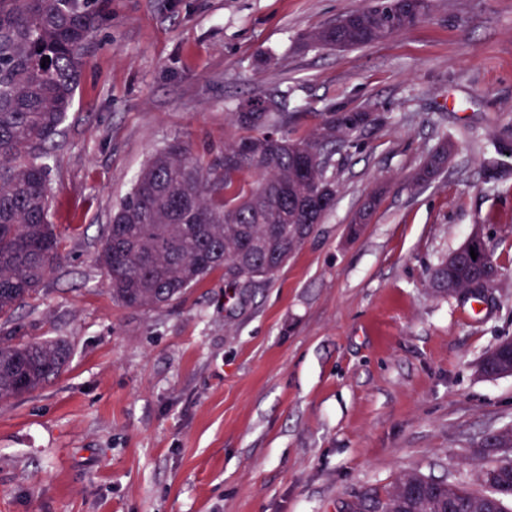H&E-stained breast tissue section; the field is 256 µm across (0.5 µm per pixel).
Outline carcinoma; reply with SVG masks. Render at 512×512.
Here are the masks:
<instances>
[{
  "label": "carcinoma",
  "mask_w": 512,
  "mask_h": 512,
  "mask_svg": "<svg viewBox=\"0 0 512 512\" xmlns=\"http://www.w3.org/2000/svg\"><path fill=\"white\" fill-rule=\"evenodd\" d=\"M97 0H0V319L9 321L58 266L50 221L47 146L59 134L85 65L84 49L107 19ZM424 0H373L305 37L321 48H354L398 35L428 17ZM48 57L50 61L42 63ZM361 113H321L302 139L288 137L295 113L244 112L243 134L209 161L179 141L157 150L113 210L97 261L112 298L130 308L168 306L217 268L231 284L270 279L304 244L329 209L311 212L320 196L335 202L333 151L363 131ZM313 152L300 173L296 149ZM442 142L415 174L429 182L444 169ZM257 177L244 189L241 177ZM477 253L473 258L470 252ZM500 267L483 234L429 273L435 292L487 288ZM70 359L60 341L25 344L0 339V402L32 392L58 376ZM496 489L407 474L381 494L368 488L348 512H512V457L492 459Z\"/></svg>",
  "instance_id": "carcinoma-1"
}]
</instances>
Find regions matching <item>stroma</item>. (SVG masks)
<instances>
[{
  "label": "stroma",
  "mask_w": 512,
  "mask_h": 512,
  "mask_svg": "<svg viewBox=\"0 0 512 512\" xmlns=\"http://www.w3.org/2000/svg\"><path fill=\"white\" fill-rule=\"evenodd\" d=\"M369 0H101L76 101L49 145L62 258L0 321L66 341L43 388L0 404V512H339L408 473L473 483L512 426V0H434L362 48L303 33ZM278 90L372 122L337 151L336 203L270 280L215 269L173 306L113 300L96 261L112 210L172 139L216 158L244 99ZM432 182L413 176L444 140ZM368 223L353 220L367 203ZM481 227L502 275L476 302L428 272ZM492 367L499 374H512V342L510 340L489 352L479 364L483 372L490 371Z\"/></svg>",
  "instance_id": "stroma-1"
}]
</instances>
